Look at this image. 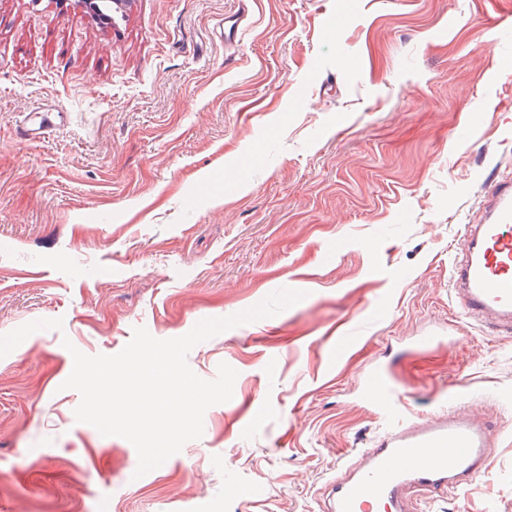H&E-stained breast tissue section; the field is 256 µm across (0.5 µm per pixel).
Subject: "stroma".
<instances>
[{
  "label": "stroma",
  "mask_w": 512,
  "mask_h": 512,
  "mask_svg": "<svg viewBox=\"0 0 512 512\" xmlns=\"http://www.w3.org/2000/svg\"><path fill=\"white\" fill-rule=\"evenodd\" d=\"M509 12L132 0L104 23L0 0V512H323L385 427L358 400L379 368L411 419L497 429L481 474L417 512H512V334L451 292L464 225L512 175ZM282 288L304 297L190 351L203 379L236 370L233 397L160 467L76 422L71 349Z\"/></svg>",
  "instance_id": "obj_1"
}]
</instances>
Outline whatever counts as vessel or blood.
Wrapping results in <instances>:
<instances>
[{"mask_svg": "<svg viewBox=\"0 0 512 512\" xmlns=\"http://www.w3.org/2000/svg\"><path fill=\"white\" fill-rule=\"evenodd\" d=\"M484 218L465 225L452 261V292L467 314L498 332L512 333V179L485 188ZM387 425L349 475L326 493V512H411L416 491L448 490L484 467L490 426L438 416L420 425L404 419L406 402L375 371L362 388Z\"/></svg>", "mask_w": 512, "mask_h": 512, "instance_id": "b4317fda", "label": "vessel or blood"}]
</instances>
